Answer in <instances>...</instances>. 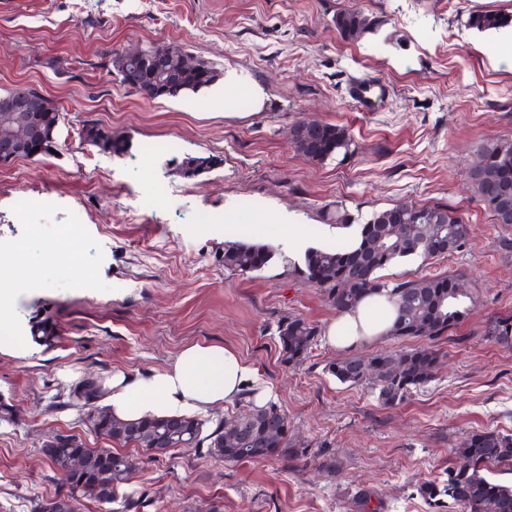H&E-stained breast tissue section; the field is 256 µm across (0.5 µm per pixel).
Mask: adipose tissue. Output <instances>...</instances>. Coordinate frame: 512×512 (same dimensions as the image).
I'll return each instance as SVG.
<instances>
[{
    "mask_svg": "<svg viewBox=\"0 0 512 512\" xmlns=\"http://www.w3.org/2000/svg\"><path fill=\"white\" fill-rule=\"evenodd\" d=\"M394 318L391 303L370 297L331 323L326 337L332 346L355 348L384 336ZM254 380L253 369L232 350L192 344L164 370L113 375L103 385V401L125 421L150 415L190 416L234 402Z\"/></svg>",
    "mask_w": 512,
    "mask_h": 512,
    "instance_id": "obj_1",
    "label": "adipose tissue"
}]
</instances>
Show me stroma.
<instances>
[{
  "instance_id": "35a3bbf8",
  "label": "stroma",
  "mask_w": 512,
  "mask_h": 512,
  "mask_svg": "<svg viewBox=\"0 0 512 512\" xmlns=\"http://www.w3.org/2000/svg\"><path fill=\"white\" fill-rule=\"evenodd\" d=\"M347 9L380 24L342 40L334 18ZM479 9L512 13V0H0V93L34 88L67 115L52 154L0 164V249L16 257L0 265V290L13 294L15 332L28 339L42 313L60 328L51 347L0 348V405L12 410L0 417V512H34L65 492L44 452L56 435L103 447L88 407L70 397L75 385L165 369L194 343L255 368L307 454L227 462L195 448L135 450L123 491L143 498L140 512H359L362 489L379 512H440L419 485L443 478L473 433L512 434V346L480 339L512 315V225L495 222L470 180L478 147L512 137V27L469 29ZM162 43L211 62L219 78L152 101L111 75L114 50ZM355 76L382 82L388 98L363 111L347 93ZM303 119L345 127L348 155L319 163L298 153L288 132ZM87 122L125 151L87 144ZM149 150L151 164L139 165ZM194 156L214 165L184 178L178 166ZM153 183L165 196L134 218ZM22 198L38 205L28 227L17 219ZM399 204L448 206L470 236L446 258L398 261L384 279L457 274L480 303L440 343L431 381L386 409L328 372L346 355L323 334L338 314L295 280L303 258L288 240L347 246L324 207L364 222ZM202 213L221 221L195 223ZM248 227L275 259L228 275L224 243ZM43 240L56 242L55 256ZM287 314L322 331L297 365L282 362L276 336Z\"/></svg>"
}]
</instances>
